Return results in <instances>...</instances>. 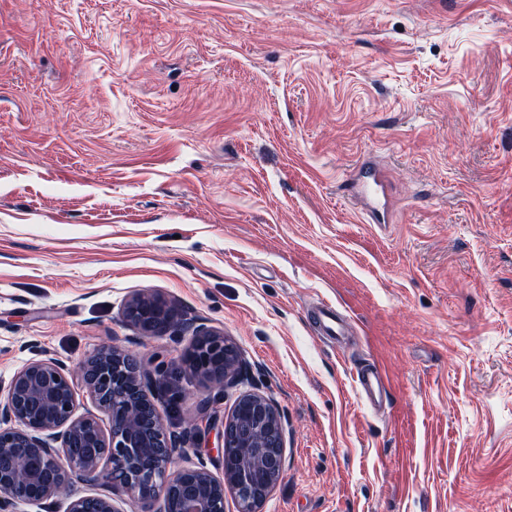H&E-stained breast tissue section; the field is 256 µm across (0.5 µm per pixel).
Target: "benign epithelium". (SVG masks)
Masks as SVG:
<instances>
[{
  "instance_id": "benign-epithelium-1",
  "label": "benign epithelium",
  "mask_w": 512,
  "mask_h": 512,
  "mask_svg": "<svg viewBox=\"0 0 512 512\" xmlns=\"http://www.w3.org/2000/svg\"><path fill=\"white\" fill-rule=\"evenodd\" d=\"M124 319L145 336L178 324V313L164 298L142 293L129 300ZM182 363L210 385L226 388L240 364L236 346L217 331H199ZM150 373L117 346L104 347L69 370L52 359L32 360L13 376L0 395V512L40 505L72 481L94 485L112 465V486L153 512H224V488L258 512L282 474L284 427L272 400L241 393L224 420L221 474L200 461L169 470L189 448L184 437L167 430L151 392ZM83 387L107 415L77 413ZM66 512H118L112 497L86 495L69 501Z\"/></svg>"
}]
</instances>
